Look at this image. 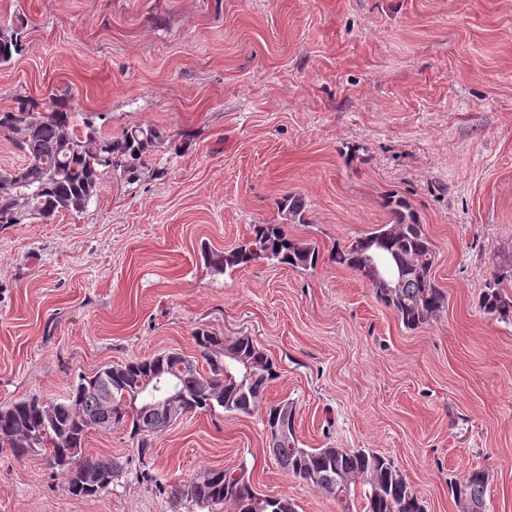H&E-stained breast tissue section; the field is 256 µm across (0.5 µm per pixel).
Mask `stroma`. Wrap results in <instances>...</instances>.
Returning <instances> with one entry per match:
<instances>
[{
	"label": "stroma",
	"instance_id": "obj_1",
	"mask_svg": "<svg viewBox=\"0 0 512 512\" xmlns=\"http://www.w3.org/2000/svg\"><path fill=\"white\" fill-rule=\"evenodd\" d=\"M23 50L0 65V111L59 101L104 132L167 127L163 177L106 179L88 208L0 228V407L63 400L78 376L165 350L203 327L251 336L296 406L303 447L390 457L427 512H457L448 480L490 473L512 512V0H0ZM407 199L436 252L447 307L406 329L332 254ZM315 267L260 259L218 272L204 254L282 222ZM283 223V222H282ZM87 452L125 469L71 497L39 455L0 451V512H188L174 484L246 465L297 512H342L281 469L264 409L189 414L141 461L125 428ZM155 483L143 481V470ZM480 308L488 314L509 316L512 312V298L501 292L500 288H487L479 300Z\"/></svg>",
	"mask_w": 512,
	"mask_h": 512
}]
</instances>
